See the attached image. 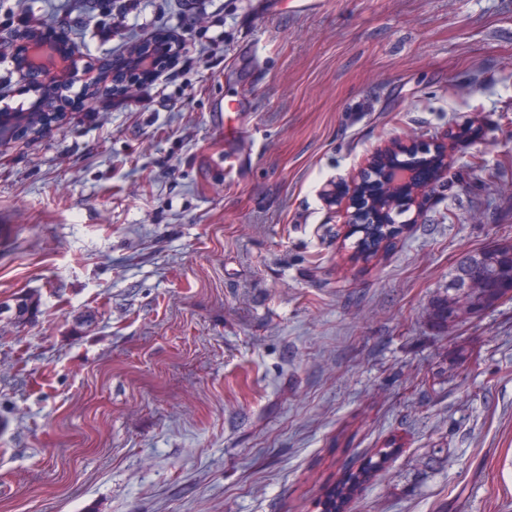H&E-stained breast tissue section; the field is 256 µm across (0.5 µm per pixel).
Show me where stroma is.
<instances>
[{
    "instance_id": "obj_1",
    "label": "stroma",
    "mask_w": 512,
    "mask_h": 512,
    "mask_svg": "<svg viewBox=\"0 0 512 512\" xmlns=\"http://www.w3.org/2000/svg\"><path fill=\"white\" fill-rule=\"evenodd\" d=\"M69 4L94 69L184 47L0 147V303L40 297L0 314V512H319L392 440L344 512H512V300L434 316L461 253L512 240V0H145L110 35ZM393 140L451 144L448 179L365 263L319 189ZM244 135L245 131L240 125L224 127V166L226 169H239L245 164L246 156L239 149Z\"/></svg>"
}]
</instances>
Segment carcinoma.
Masks as SVG:
<instances>
[{
	"mask_svg": "<svg viewBox=\"0 0 512 512\" xmlns=\"http://www.w3.org/2000/svg\"><path fill=\"white\" fill-rule=\"evenodd\" d=\"M43 112H0V140L12 138L20 126H44ZM505 297L512 299V242L498 243L467 252L456 262L448 281V297L437 303L435 318L451 324L476 317ZM38 296L24 293L15 298V319L28 320L39 312Z\"/></svg>",
	"mask_w": 512,
	"mask_h": 512,
	"instance_id": "cac0c4a2",
	"label": "carcinoma"
}]
</instances>
